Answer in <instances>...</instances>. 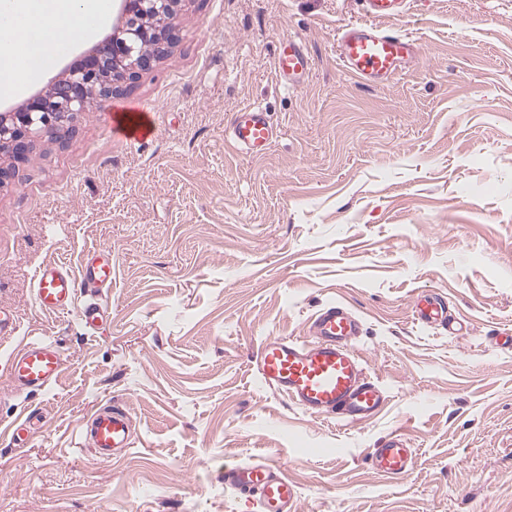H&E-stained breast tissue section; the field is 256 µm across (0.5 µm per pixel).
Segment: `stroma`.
Instances as JSON below:
<instances>
[{"label": "stroma", "instance_id": "1", "mask_svg": "<svg viewBox=\"0 0 512 512\" xmlns=\"http://www.w3.org/2000/svg\"><path fill=\"white\" fill-rule=\"evenodd\" d=\"M363 19L361 0H187L172 54L0 189V426L38 422L0 445V512H255L224 471L270 458L298 512H512V348L495 343L512 332V0H410L383 27L420 51L384 86L336 58ZM285 36L311 58L295 88L272 69ZM126 103L152 140L113 130ZM247 106L278 129L260 156L228 136ZM99 249L102 333L36 307L43 262L77 275ZM429 291L455 333L413 319ZM330 302L359 318L352 345L386 391L366 421L308 414L254 370L265 338L306 336ZM43 335L58 386L14 390L11 355ZM107 402L131 416L129 453H74ZM395 431L414 450L397 480L368 463ZM31 420V415L24 419L16 418L5 427H1V443H7L11 447H18L29 440L32 434Z\"/></svg>", "mask_w": 512, "mask_h": 512}]
</instances>
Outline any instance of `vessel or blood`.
Returning <instances> with one entry per match:
<instances>
[{"label":"vessel or blood","instance_id":"vessel-or-blood-1","mask_svg":"<svg viewBox=\"0 0 512 512\" xmlns=\"http://www.w3.org/2000/svg\"><path fill=\"white\" fill-rule=\"evenodd\" d=\"M366 20L344 29L336 40V53L343 68L361 80H389L412 60L418 47L395 31L379 29L383 20H396L405 13L406 0H362ZM311 59L303 45L283 41L273 58V71L296 86L297 77L309 69ZM142 110L133 105L114 111V124L126 137L137 142L153 138L152 126L142 124ZM232 141L249 154L265 151L274 138V125L268 112L251 107L236 112L230 122ZM114 264L111 255L86 258L81 280H74L66 267L51 259L39 267L34 291L43 311L56 313L77 309L83 328L96 330L107 320L97 302L76 306L79 292L111 287ZM416 321L452 330L454 320L447 302L439 296L421 295L414 302ZM360 333L358 319L338 304L323 307L310 326L309 337L271 336L259 346L255 371L269 389L312 415L341 416L350 420L368 419L379 414L386 404L383 386L368 375L351 343ZM64 359L47 336L28 339L10 358L9 379L20 390L30 392L54 388L63 373ZM91 452L106 458L127 451L131 445V418L118 405L98 407L84 427ZM32 434L30 419H14L0 428V441L18 447ZM413 450L401 433L391 434L382 447L373 449L370 462L374 470L392 479L407 474ZM224 483L252 498L257 512H296L297 491L273 460L225 469Z\"/></svg>","mask_w":512,"mask_h":512}]
</instances>
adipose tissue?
I'll return each instance as SVG.
<instances>
[{
	"mask_svg": "<svg viewBox=\"0 0 512 512\" xmlns=\"http://www.w3.org/2000/svg\"><path fill=\"white\" fill-rule=\"evenodd\" d=\"M106 16L105 0H0V58L11 61L23 52V67L13 66L0 83L8 96L44 72L59 42L92 39L94 24Z\"/></svg>",
	"mask_w": 512,
	"mask_h": 512,
	"instance_id": "adipose-tissue-1",
	"label": "adipose tissue"
}]
</instances>
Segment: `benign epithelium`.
I'll use <instances>...</instances> for the list:
<instances>
[{
    "label": "benign epithelium",
    "mask_w": 512,
    "mask_h": 512,
    "mask_svg": "<svg viewBox=\"0 0 512 512\" xmlns=\"http://www.w3.org/2000/svg\"><path fill=\"white\" fill-rule=\"evenodd\" d=\"M183 2L122 0L120 22L102 41L84 50L79 63L0 113V188L27 162L37 141H67L80 113L95 102L127 93L172 54Z\"/></svg>",
    "instance_id": "obj_1"
}]
</instances>
